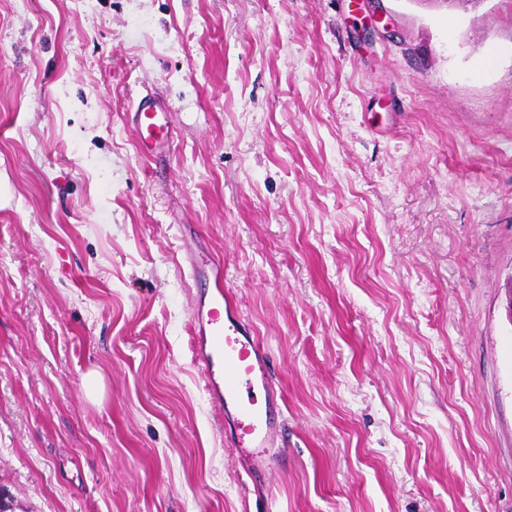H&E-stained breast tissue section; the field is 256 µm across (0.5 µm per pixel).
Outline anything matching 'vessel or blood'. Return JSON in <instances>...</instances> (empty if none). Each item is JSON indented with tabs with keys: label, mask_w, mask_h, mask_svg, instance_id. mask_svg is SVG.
Returning a JSON list of instances; mask_svg holds the SVG:
<instances>
[{
	"label": "vessel or blood",
	"mask_w": 512,
	"mask_h": 512,
	"mask_svg": "<svg viewBox=\"0 0 512 512\" xmlns=\"http://www.w3.org/2000/svg\"><path fill=\"white\" fill-rule=\"evenodd\" d=\"M128 121L143 151L154 154L168 145L169 110L156 98L142 97ZM187 262L191 277L213 284L195 310L196 359L208 391L218 406L234 409L229 431L236 448L252 467H265L274 441L269 356L225 297L223 264L201 249L189 252Z\"/></svg>",
	"instance_id": "obj_1"
}]
</instances>
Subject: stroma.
Wrapping results in <instances>:
<instances>
[{"instance_id":"obj_1","label":"stroma","mask_w":512,"mask_h":512,"mask_svg":"<svg viewBox=\"0 0 512 512\" xmlns=\"http://www.w3.org/2000/svg\"><path fill=\"white\" fill-rule=\"evenodd\" d=\"M194 240L282 395L255 471ZM511 275L512 0H0L8 512H512ZM169 113L168 108L151 96L142 97L129 113L130 127L144 152L158 153L168 145Z\"/></svg>"}]
</instances>
